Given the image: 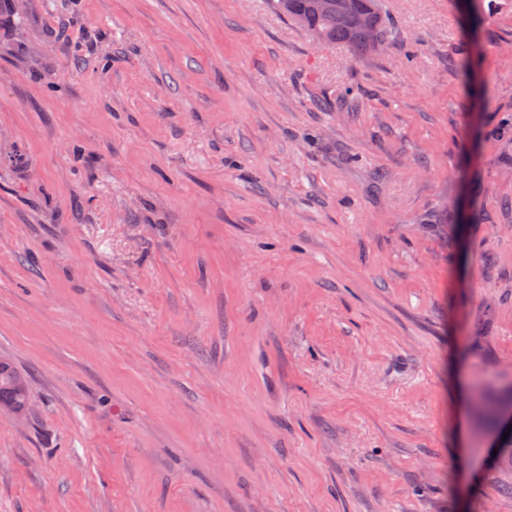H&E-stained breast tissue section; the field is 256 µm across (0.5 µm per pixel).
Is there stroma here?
Returning a JSON list of instances; mask_svg holds the SVG:
<instances>
[{
	"instance_id": "1",
	"label": "stroma",
	"mask_w": 512,
	"mask_h": 512,
	"mask_svg": "<svg viewBox=\"0 0 512 512\" xmlns=\"http://www.w3.org/2000/svg\"><path fill=\"white\" fill-rule=\"evenodd\" d=\"M478 5L383 0L357 57L267 0H0V512H512L471 404L512 402V0ZM27 376L11 363L0 359V408L26 416L30 407Z\"/></svg>"
}]
</instances>
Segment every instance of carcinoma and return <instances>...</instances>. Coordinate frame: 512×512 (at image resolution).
<instances>
[{"label": "carcinoma", "mask_w": 512, "mask_h": 512, "mask_svg": "<svg viewBox=\"0 0 512 512\" xmlns=\"http://www.w3.org/2000/svg\"><path fill=\"white\" fill-rule=\"evenodd\" d=\"M273 8L294 22L304 21L311 38L326 45H342L354 55L375 54L396 35L382 10L381 0H272ZM368 19L373 28L365 30L358 19ZM476 407L488 420L496 419L499 409L479 391H474ZM27 376L11 363L0 359V408L15 415L29 412Z\"/></svg>", "instance_id": "obj_1"}]
</instances>
